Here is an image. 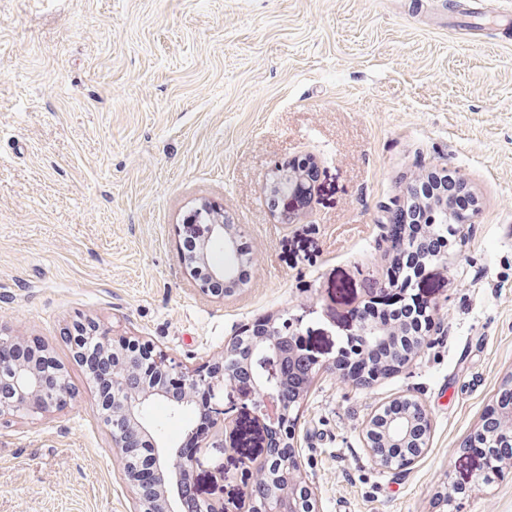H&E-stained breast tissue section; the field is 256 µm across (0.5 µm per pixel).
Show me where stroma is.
Listing matches in <instances>:
<instances>
[{
    "label": "stroma",
    "instance_id": "obj_1",
    "mask_svg": "<svg viewBox=\"0 0 512 512\" xmlns=\"http://www.w3.org/2000/svg\"><path fill=\"white\" fill-rule=\"evenodd\" d=\"M305 165L272 201L278 165ZM478 210L412 292L436 327L399 373L358 388L336 355L386 283L388 205L426 172ZM209 203L251 250L202 293L179 242ZM303 319L322 366L297 418L322 512H512V479L464 453L512 371V0H0V331L61 363L77 396L0 427V512H132L70 320L154 341L188 367L243 328ZM413 392L427 453L385 472L362 424ZM194 487L235 498L237 454L205 437Z\"/></svg>",
    "mask_w": 512,
    "mask_h": 512
}]
</instances>
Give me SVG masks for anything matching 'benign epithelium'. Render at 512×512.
I'll use <instances>...</instances> for the list:
<instances>
[{"mask_svg":"<svg viewBox=\"0 0 512 512\" xmlns=\"http://www.w3.org/2000/svg\"><path fill=\"white\" fill-rule=\"evenodd\" d=\"M301 178L295 166L279 169L270 193L292 195ZM198 213L206 214L209 221L189 273L199 282L201 290L207 292L210 281L222 282L226 287L237 283L240 268L237 226L224 223L223 211L214 206L205 204ZM217 248L223 250L227 258L223 266L212 264L209 258L211 251ZM267 323L264 333L247 338L235 336L224 345V354L194 370L182 367L166 350L149 341L113 335L93 320L75 324V331L65 328L64 338L75 354L81 353L80 343L93 341L106 362V379L113 394L112 406L104 419L107 427L117 423L124 429V436L114 440V445L120 449L123 476L136 491L134 512H177L181 497L191 485L201 452L198 447L196 452L184 455L178 448L172 451L161 445L145 416V406L162 399L177 412L192 404L202 387L207 389L210 400V433L223 436L224 441L232 445L243 439V424L224 407V391L244 388L252 413L268 432L283 434L290 452L284 455L269 448L262 455L246 458L240 472L243 496L235 503L201 501L199 512H320L317 494L302 467L298 433L289 425V414L304 399V384L312 379L319 360L302 342L301 319L282 317L269 319ZM403 328L402 322L382 325L360 317L355 321L352 341L356 350L366 351L402 334ZM24 341L23 336L0 332L1 426L13 417H45L76 397L66 373L52 377L42 371L44 349L41 346H34L33 356L26 361H14L3 355L4 350ZM426 343L427 337H414L405 350L390 356L381 370L389 374L398 371ZM229 357L233 358L234 365H223ZM145 359L150 360L156 374L150 383L143 379L140 370ZM170 385L178 387L177 395L168 391ZM393 406L398 411H381L367 420L361 435L376 465L392 470L406 469L427 452L430 417L420 399L412 394L399 397ZM140 439L148 441L152 451L150 464L153 465L154 485L148 490L140 486L127 460L132 444ZM507 446H512V372L502 378L478 428L463 443L465 449H482V470L475 475L472 484H491L512 475V459L506 460L497 452ZM389 448L400 451L398 463L386 462L385 453Z\"/></svg>","mask_w":512,"mask_h":512,"instance_id":"obj_1","label":"benign epithelium"}]
</instances>
